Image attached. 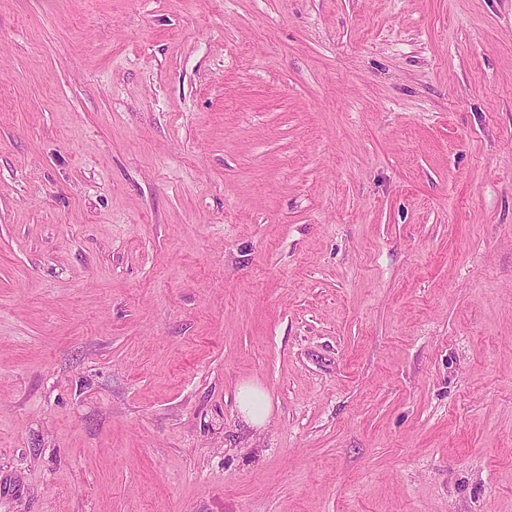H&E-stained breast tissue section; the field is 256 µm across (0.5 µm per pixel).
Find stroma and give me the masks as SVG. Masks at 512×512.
<instances>
[{
  "label": "stroma",
  "mask_w": 512,
  "mask_h": 512,
  "mask_svg": "<svg viewBox=\"0 0 512 512\" xmlns=\"http://www.w3.org/2000/svg\"><path fill=\"white\" fill-rule=\"evenodd\" d=\"M0 512H512V0H0ZM269 399L263 390L253 385L239 388V407L243 417L254 426H261L269 412Z\"/></svg>",
  "instance_id": "1"
}]
</instances>
